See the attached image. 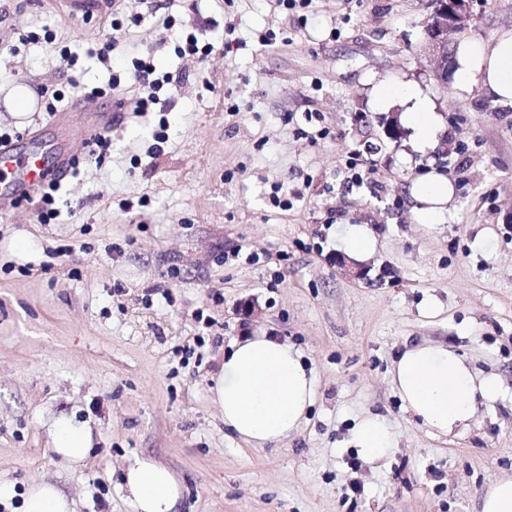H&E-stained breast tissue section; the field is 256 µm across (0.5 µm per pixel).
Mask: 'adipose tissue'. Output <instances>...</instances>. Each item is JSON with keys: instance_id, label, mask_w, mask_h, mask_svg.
Masks as SVG:
<instances>
[{"instance_id": "adipose-tissue-1", "label": "adipose tissue", "mask_w": 512, "mask_h": 512, "mask_svg": "<svg viewBox=\"0 0 512 512\" xmlns=\"http://www.w3.org/2000/svg\"><path fill=\"white\" fill-rule=\"evenodd\" d=\"M456 65V90L479 87L500 104L512 107V30L488 41L460 42ZM376 98L382 103L405 104L404 120L418 143L425 145L434 139L437 117L412 85L381 84ZM453 194L452 184L443 175L431 174L417 182L412 197L421 223H442ZM213 382L212 396L224 412L225 426L256 448L287 439L314 402L312 369L299 350L274 336H245L235 341ZM390 383L405 409L435 436L453 435L468 427L479 406L492 404L503 390L497 375H479L442 342L405 346L392 365ZM351 442L369 461L391 456L398 446L387 420L376 413L360 416ZM122 488L133 512H173L181 496L170 470L148 457L124 470Z\"/></svg>"}]
</instances>
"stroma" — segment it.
Here are the masks:
<instances>
[{"label": "stroma", "mask_w": 512, "mask_h": 512, "mask_svg": "<svg viewBox=\"0 0 512 512\" xmlns=\"http://www.w3.org/2000/svg\"><path fill=\"white\" fill-rule=\"evenodd\" d=\"M97 2L0 0V137L85 163L54 220L33 199L0 214V512H23L41 482L74 512H132L121 478L144 456L179 482L176 512H478L512 476V108L436 78L431 0ZM473 10L470 38L512 30V0ZM190 34L205 59L176 54ZM109 42L107 67L95 53ZM147 54L173 78L163 113L116 112L143 96L131 61ZM382 81L431 103L434 142L389 137L402 108L375 101ZM63 112L74 132L55 126ZM94 112L114 115L101 162L77 133ZM431 172L455 193L443 223L421 224L411 188ZM353 224L377 240L362 280L337 264ZM239 245L259 262H223ZM261 333L301 350L315 401L258 449L225 428L210 386L229 344ZM421 341L503 382L459 435L431 436L389 383ZM369 410L399 442L375 463L349 443ZM61 419L90 434L81 465L52 448Z\"/></svg>", "instance_id": "stroma-1"}]
</instances>
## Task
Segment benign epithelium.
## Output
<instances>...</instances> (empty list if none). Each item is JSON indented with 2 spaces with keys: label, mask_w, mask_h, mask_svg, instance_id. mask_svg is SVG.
I'll list each match as a JSON object with an SVG mask.
<instances>
[{
  "label": "benign epithelium",
  "mask_w": 512,
  "mask_h": 512,
  "mask_svg": "<svg viewBox=\"0 0 512 512\" xmlns=\"http://www.w3.org/2000/svg\"><path fill=\"white\" fill-rule=\"evenodd\" d=\"M432 21L425 28V39L431 58L436 63V73L448 76L451 68V51L448 34L465 32L477 18L473 12V0H433Z\"/></svg>",
  "instance_id": "benign-epithelium-1"
}]
</instances>
